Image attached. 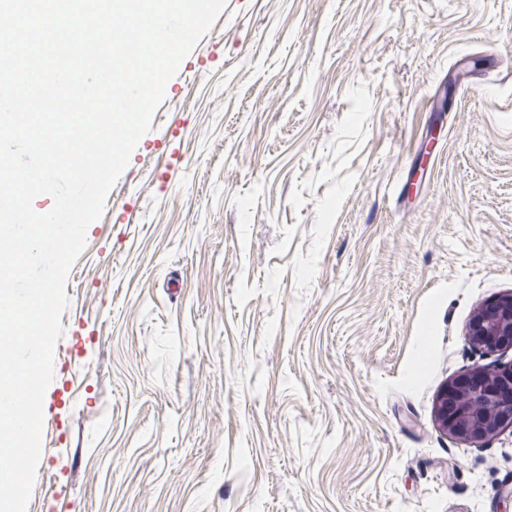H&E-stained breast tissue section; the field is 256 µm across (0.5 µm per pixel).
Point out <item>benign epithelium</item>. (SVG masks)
<instances>
[{
	"label": "benign epithelium",
	"instance_id": "1",
	"mask_svg": "<svg viewBox=\"0 0 512 512\" xmlns=\"http://www.w3.org/2000/svg\"><path fill=\"white\" fill-rule=\"evenodd\" d=\"M465 336L486 354L511 350L512 294L486 302ZM436 417L447 433L472 442L512 428V362L477 367L449 381L440 392Z\"/></svg>",
	"mask_w": 512,
	"mask_h": 512
}]
</instances>
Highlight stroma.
Wrapping results in <instances>:
<instances>
[{
    "instance_id": "35a3bbf8",
    "label": "stroma",
    "mask_w": 512,
    "mask_h": 512,
    "mask_svg": "<svg viewBox=\"0 0 512 512\" xmlns=\"http://www.w3.org/2000/svg\"><path fill=\"white\" fill-rule=\"evenodd\" d=\"M65 291L26 512H512V428L436 421L512 293V0H230ZM476 349L495 354L512 349V294L486 302L474 315L465 332Z\"/></svg>"
}]
</instances>
